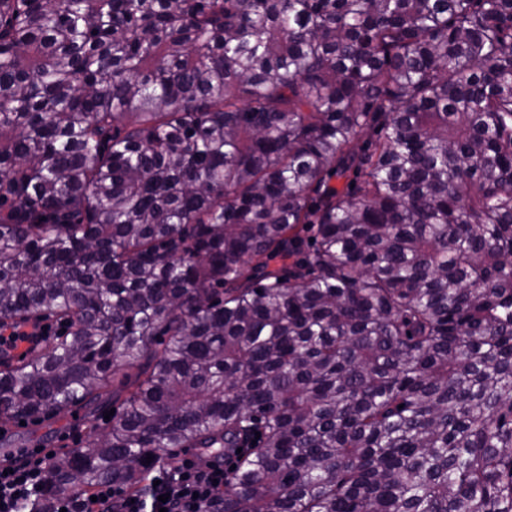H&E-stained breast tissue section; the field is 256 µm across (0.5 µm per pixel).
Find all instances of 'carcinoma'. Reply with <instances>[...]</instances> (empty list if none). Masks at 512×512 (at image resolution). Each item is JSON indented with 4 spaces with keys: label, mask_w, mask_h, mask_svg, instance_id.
I'll return each mask as SVG.
<instances>
[{
    "label": "carcinoma",
    "mask_w": 512,
    "mask_h": 512,
    "mask_svg": "<svg viewBox=\"0 0 512 512\" xmlns=\"http://www.w3.org/2000/svg\"><path fill=\"white\" fill-rule=\"evenodd\" d=\"M40 319L0 420L92 439L35 512L183 448L235 454L205 512H512V0H0Z\"/></svg>",
    "instance_id": "carcinoma-1"
}]
</instances>
